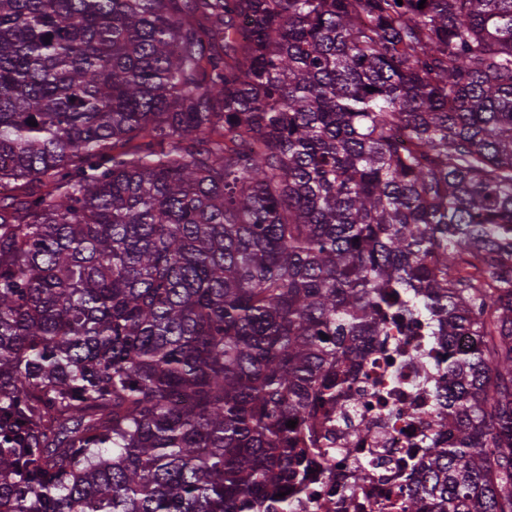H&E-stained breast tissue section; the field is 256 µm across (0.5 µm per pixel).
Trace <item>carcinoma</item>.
Returning a JSON list of instances; mask_svg holds the SVG:
<instances>
[{"label":"carcinoma","instance_id":"cac0c4a2","mask_svg":"<svg viewBox=\"0 0 512 512\" xmlns=\"http://www.w3.org/2000/svg\"><path fill=\"white\" fill-rule=\"evenodd\" d=\"M419 2L0 0V512H289L397 317L405 512H512V0Z\"/></svg>","mask_w":512,"mask_h":512}]
</instances>
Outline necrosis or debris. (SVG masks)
Listing matches in <instances>:
<instances>
[{"instance_id":"obj_1","label":"necrosis or debris","mask_w":512,"mask_h":512,"mask_svg":"<svg viewBox=\"0 0 512 512\" xmlns=\"http://www.w3.org/2000/svg\"><path fill=\"white\" fill-rule=\"evenodd\" d=\"M444 355L423 319L392 329L384 349L369 351L354 377L346 419L322 427L335 464L328 474H308L295 512H338L347 497L358 512H404L407 477L435 432V410L448 386ZM348 448L357 449L368 467L365 483L348 481L354 462L344 454Z\"/></svg>"}]
</instances>
